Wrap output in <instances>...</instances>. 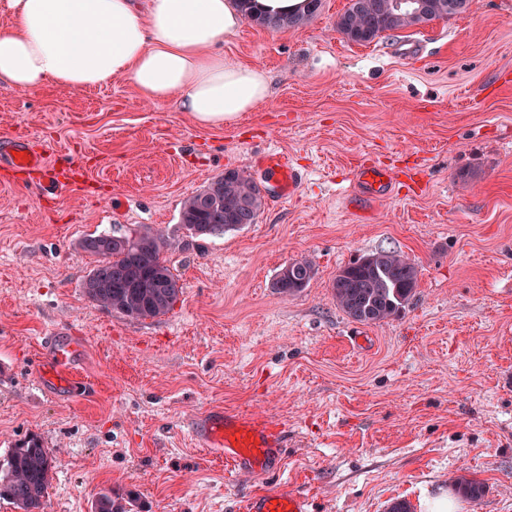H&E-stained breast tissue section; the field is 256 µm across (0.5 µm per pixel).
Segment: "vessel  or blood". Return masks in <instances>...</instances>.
Instances as JSON below:
<instances>
[{"instance_id":"vessel-or-blood-1","label":"vessel or blood","mask_w":512,"mask_h":512,"mask_svg":"<svg viewBox=\"0 0 512 512\" xmlns=\"http://www.w3.org/2000/svg\"><path fill=\"white\" fill-rule=\"evenodd\" d=\"M8 150L10 158L6 166L10 170L25 171L44 164L42 156L26 143L11 144ZM260 162L274 180L279 196L293 192L301 176L284 157L277 153L267 154L261 157ZM70 351V346H56L55 366L41 369L38 380L76 395L80 388L70 372ZM191 430L202 447L223 456L232 479L264 475L281 467L285 439L276 423L216 408L195 418ZM308 505L309 501L303 494L270 491L249 496L245 512H308Z\"/></svg>"}]
</instances>
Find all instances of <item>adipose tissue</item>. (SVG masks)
<instances>
[{"instance_id": "1", "label": "adipose tissue", "mask_w": 512, "mask_h": 512, "mask_svg": "<svg viewBox=\"0 0 512 512\" xmlns=\"http://www.w3.org/2000/svg\"><path fill=\"white\" fill-rule=\"evenodd\" d=\"M0 87L95 88L128 78L147 101L175 100L203 126L251 111L269 93L264 71L226 62L242 25L236 0H0Z\"/></svg>"}]
</instances>
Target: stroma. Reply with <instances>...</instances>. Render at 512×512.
Instances as JSON below:
<instances>
[{
	"mask_svg": "<svg viewBox=\"0 0 512 512\" xmlns=\"http://www.w3.org/2000/svg\"><path fill=\"white\" fill-rule=\"evenodd\" d=\"M348 5L227 37L225 61L266 71L270 95L219 128L126 78L0 89V144L77 171L56 198L21 176L0 184V457L29 434L55 450L45 512H91L104 489L133 493L132 512H238L277 489L310 512H512V0L369 44L337 31ZM271 151L302 176L285 200L259 163ZM364 163L392 183L365 192ZM232 168L262 190L256 222L190 238L183 201ZM143 227L170 237L183 293L167 316L132 320L88 299L97 258L79 242ZM379 250L415 260L418 287L398 316L363 324L332 282ZM302 258L308 288L275 293ZM66 339L78 399L32 369ZM215 406L285 428L278 473L227 481L190 431ZM459 471L483 483L479 502L449 484ZM314 277V266L307 259H300L283 267L272 282V288L281 296L301 293Z\"/></svg>",
	"mask_w": 512,
	"mask_h": 512,
	"instance_id": "stroma-1",
	"label": "stroma"
}]
</instances>
